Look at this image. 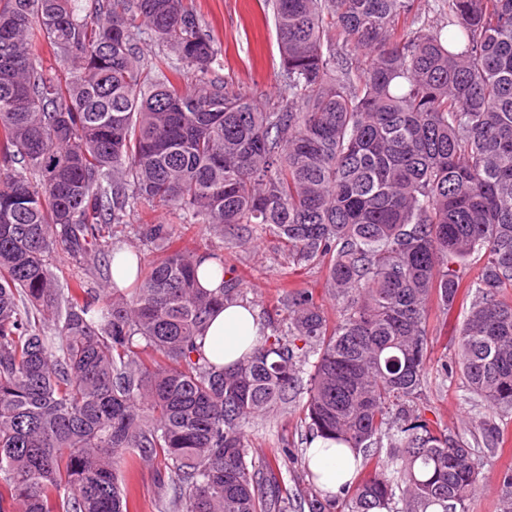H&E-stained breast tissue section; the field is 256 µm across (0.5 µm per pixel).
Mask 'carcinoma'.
Instances as JSON below:
<instances>
[{
	"instance_id": "1",
	"label": "carcinoma",
	"mask_w": 512,
	"mask_h": 512,
	"mask_svg": "<svg viewBox=\"0 0 512 512\" xmlns=\"http://www.w3.org/2000/svg\"><path fill=\"white\" fill-rule=\"evenodd\" d=\"M283 93L239 92L188 0H0V512H130L117 472L152 466L163 512L293 505L247 440L305 390L310 437L372 465L343 512H468L512 415V0H274ZM350 48L338 51L336 40ZM154 42L151 57L143 45ZM48 48L63 71L42 66ZM164 206L178 220L156 224ZM161 256L120 288L113 227ZM204 242L165 249L178 230ZM267 232L325 271L231 369L197 340L244 300L224 244ZM69 257L63 277L55 258ZM484 258L463 285L455 264ZM211 260L215 292L199 286ZM462 399L482 449L417 402L428 308L462 288ZM387 448L385 456L373 453ZM512 507V469L500 473Z\"/></svg>"
}]
</instances>
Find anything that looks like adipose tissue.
Here are the masks:
<instances>
[{"label": "adipose tissue", "instance_id": "1", "mask_svg": "<svg viewBox=\"0 0 512 512\" xmlns=\"http://www.w3.org/2000/svg\"><path fill=\"white\" fill-rule=\"evenodd\" d=\"M264 333L265 326L251 305L218 307L201 342L202 351L212 364L230 367L251 352ZM307 458L310 469L321 475V488L332 494L341 491L356 469L352 454L337 453L335 443L321 438L312 441Z\"/></svg>", "mask_w": 512, "mask_h": 512}]
</instances>
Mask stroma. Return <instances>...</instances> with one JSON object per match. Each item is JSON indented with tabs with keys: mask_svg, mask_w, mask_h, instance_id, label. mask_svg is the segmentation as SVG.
Wrapping results in <instances>:
<instances>
[{
	"mask_svg": "<svg viewBox=\"0 0 512 512\" xmlns=\"http://www.w3.org/2000/svg\"><path fill=\"white\" fill-rule=\"evenodd\" d=\"M193 4L224 47V65L220 73L225 81L243 92L257 90L271 96L279 94L282 78L272 9L262 8L259 0H193ZM224 262L246 282L248 301L261 319L285 322L287 313L283 299L294 289L309 290L329 318L337 316V301L324 291V272L316 268H295L288 261L287 251L270 235H261L254 247L226 249ZM464 316L465 309L461 306L448 313L438 306H430L427 328L432 340V364L454 360ZM459 384L456 378L446 385L440 378H432L423 394L428 419L443 427L464 428L472 411L460 398ZM300 416L298 404H290L287 411L257 420L248 436L252 447L261 454L274 448L292 450V458L280 459L279 465L288 474V496L294 500L310 498L319 490L304 469L309 435ZM498 425L506 451L486 463L484 471L490 481L471 498L468 512H504L499 488L493 479L503 468L512 466V418H499Z\"/></svg>",
	"mask_w": 512,
	"mask_h": 512,
	"instance_id": "obj_1",
	"label": "stroma"
}]
</instances>
